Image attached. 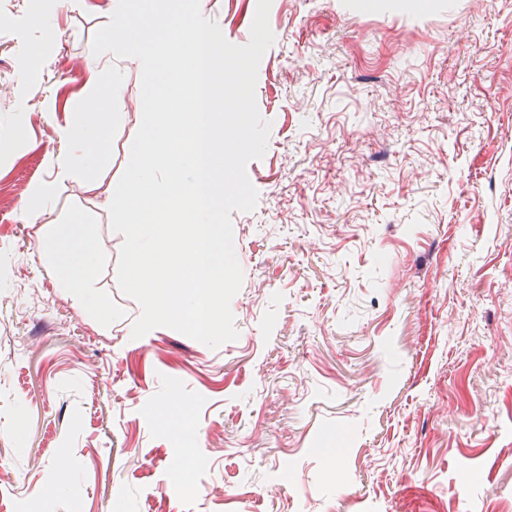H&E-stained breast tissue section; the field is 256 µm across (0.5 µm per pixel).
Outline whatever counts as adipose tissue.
Masks as SVG:
<instances>
[{
  "label": "adipose tissue",
  "mask_w": 512,
  "mask_h": 512,
  "mask_svg": "<svg viewBox=\"0 0 512 512\" xmlns=\"http://www.w3.org/2000/svg\"><path fill=\"white\" fill-rule=\"evenodd\" d=\"M88 229L81 214H74L65 232H52L45 238V247L50 254L69 256V263L60 268L68 287L73 288V301L87 310L110 314L108 302L94 294V271L96 260L86 244Z\"/></svg>",
  "instance_id": "ef3b65f1"
}]
</instances>
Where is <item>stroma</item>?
<instances>
[{
	"mask_svg": "<svg viewBox=\"0 0 512 512\" xmlns=\"http://www.w3.org/2000/svg\"><path fill=\"white\" fill-rule=\"evenodd\" d=\"M107 2L57 0L33 59V0H0V512H512V0H272L259 200L231 214L239 337L215 350L132 338L97 193L25 215ZM256 7L210 18L242 46ZM120 111L115 175L139 86ZM75 211L108 320L42 248ZM28 27L31 31L38 32V36L25 43L28 54L38 58L55 39V31L47 24L45 18L37 13L31 16Z\"/></svg>",
	"mask_w": 512,
	"mask_h": 512,
	"instance_id": "obj_1",
	"label": "stroma"
}]
</instances>
